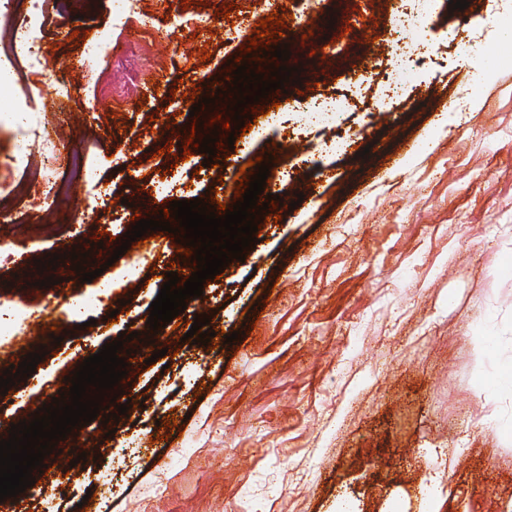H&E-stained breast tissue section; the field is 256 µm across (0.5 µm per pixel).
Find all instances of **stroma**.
Segmentation results:
<instances>
[{"label": "stroma", "instance_id": "stroma-1", "mask_svg": "<svg viewBox=\"0 0 512 512\" xmlns=\"http://www.w3.org/2000/svg\"><path fill=\"white\" fill-rule=\"evenodd\" d=\"M468 2L424 0L428 25L396 33L370 0H323L331 80L301 36L252 51L256 73H270L279 44L301 69L262 101L280 104L288 130L246 132L193 182L230 207L239 174L265 158L279 219L258 223L244 261L206 280L154 339L150 304L168 272L191 265L186 245L168 232L154 254L115 249L133 216L159 219L181 196L187 136L227 140L210 120L234 115L235 60L250 38L240 25L289 0H206L178 16L171 0H58L41 96L29 98L25 75L0 74V106L27 114L21 125L0 116V178L14 189L0 198V311L12 317L0 346L46 351L0 395V420L32 419L34 401L69 392L83 360L119 335L139 361L120 384L126 414L103 408L72 429L71 466L45 456L37 484L0 512H512V49L487 52L512 0ZM75 31L111 34V58L85 54ZM378 38L410 54L387 124L374 91L393 72L361 77ZM217 90L219 108L191 97ZM320 93L347 98V111L301 127L297 107ZM460 97L463 122L440 120ZM331 138L338 151L325 150ZM72 151L92 176L73 182L50 223L42 182L68 179ZM67 241L95 247L103 273L88 283L67 262L37 269ZM46 300L63 341L25 322ZM201 315L204 345L186 336Z\"/></svg>", "mask_w": 512, "mask_h": 512}]
</instances>
